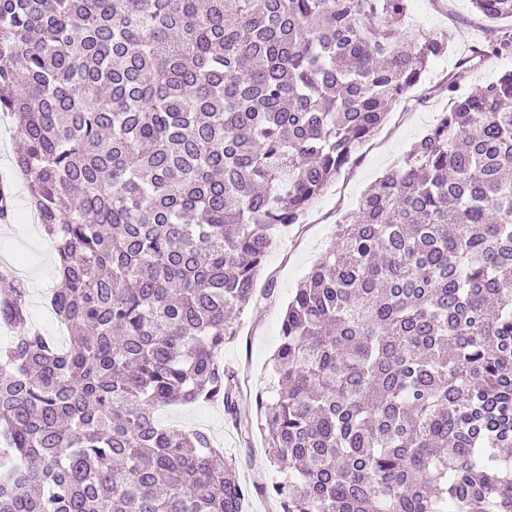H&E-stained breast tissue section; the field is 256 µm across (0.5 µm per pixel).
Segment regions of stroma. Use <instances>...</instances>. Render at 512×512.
Segmentation results:
<instances>
[{
	"mask_svg": "<svg viewBox=\"0 0 512 512\" xmlns=\"http://www.w3.org/2000/svg\"><path fill=\"white\" fill-rule=\"evenodd\" d=\"M404 30L410 35L451 32L456 52L433 61L407 99L392 104L384 126L360 147L357 162L337 176L309 206L301 225L277 239L269 252L257 283V301L242 315L241 338L224 348L225 365L240 370L242 386L249 393L240 404L243 417L254 418L253 395L266 391L272 383L268 361L280 343L281 317L298 283L330 247L337 224L356 212L362 193L386 171L397 167L410 145L447 110L444 86L454 71L456 53L467 52L485 36L471 0H450L445 8L434 0H409ZM13 131L12 119L0 114V183L11 185L14 213L10 222L0 221V257L13 259L20 270L19 277L28 289L31 325L55 340L60 323L50 300L58 283L57 256L39 222L30 217L27 182L14 168L19 143ZM156 417L165 426L209 431L217 445L239 461L240 478L246 484L268 483L277 475L267 459L262 438L254 437L249 447L240 443L221 407H168L158 410Z\"/></svg>",
	"mask_w": 512,
	"mask_h": 512,
	"instance_id": "35a3bbf8",
	"label": "stroma"
}]
</instances>
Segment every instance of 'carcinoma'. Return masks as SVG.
Wrapping results in <instances>:
<instances>
[{"label": "carcinoma", "mask_w": 512, "mask_h": 512, "mask_svg": "<svg viewBox=\"0 0 512 512\" xmlns=\"http://www.w3.org/2000/svg\"><path fill=\"white\" fill-rule=\"evenodd\" d=\"M408 0H0V112L61 279L64 350L0 270V512H512V71L448 111L337 225L240 416L238 337L276 238L451 35ZM487 21L512 0H472ZM218 404L248 488L165 405ZM157 421L165 426L209 431L216 444L232 453L240 462V479L248 486L254 483H270L277 472L267 459L263 440L256 429L253 444L247 448L240 443L235 429L224 419V410L218 406H177L158 410Z\"/></svg>", "instance_id": "cac0c4a2"}]
</instances>
